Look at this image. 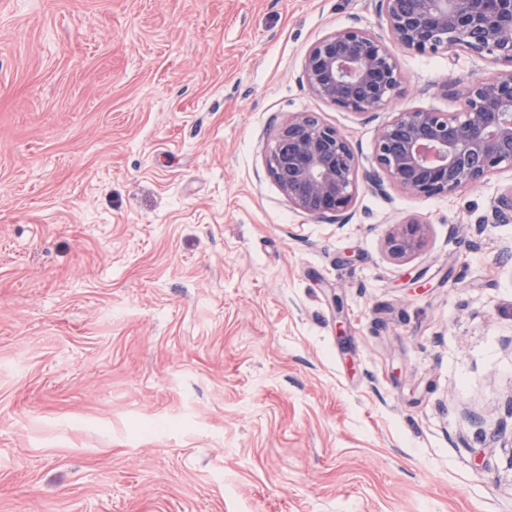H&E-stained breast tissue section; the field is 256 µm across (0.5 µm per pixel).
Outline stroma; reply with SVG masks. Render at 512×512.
<instances>
[{"instance_id":"obj_1","label":"stroma","mask_w":512,"mask_h":512,"mask_svg":"<svg viewBox=\"0 0 512 512\" xmlns=\"http://www.w3.org/2000/svg\"><path fill=\"white\" fill-rule=\"evenodd\" d=\"M370 0H0V512H512V186L293 208L277 127L488 76L398 52L375 120L303 77ZM428 224L404 262L391 225ZM511 224L512 223V186L507 191L497 196L491 205V215L484 218L482 223L476 224L481 230L486 224Z\"/></svg>"}]
</instances>
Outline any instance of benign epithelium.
<instances>
[{"instance_id": "obj_1", "label": "benign epithelium", "mask_w": 512, "mask_h": 512, "mask_svg": "<svg viewBox=\"0 0 512 512\" xmlns=\"http://www.w3.org/2000/svg\"><path fill=\"white\" fill-rule=\"evenodd\" d=\"M389 39L348 26L308 51L310 91L340 109L371 119L402 94L392 46L406 52L459 51L487 61L485 78L451 85L456 112L407 109L376 132L368 165L348 137L312 112L282 123L269 149L268 172L300 213L315 220L348 218L358 184L384 195L387 187L428 199L451 196L493 173L512 169V0H374ZM512 223V188L497 196L477 224ZM428 225L393 224L384 246L396 261L422 251Z\"/></svg>"}]
</instances>
